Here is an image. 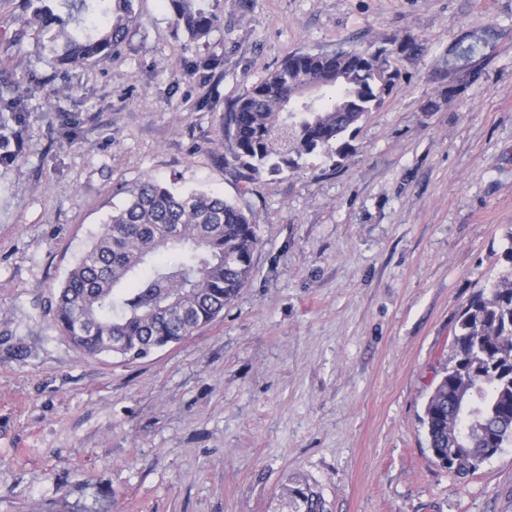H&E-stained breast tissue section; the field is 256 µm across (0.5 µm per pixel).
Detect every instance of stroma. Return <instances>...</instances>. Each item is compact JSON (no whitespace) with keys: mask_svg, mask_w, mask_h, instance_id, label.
Here are the masks:
<instances>
[{"mask_svg":"<svg viewBox=\"0 0 512 512\" xmlns=\"http://www.w3.org/2000/svg\"><path fill=\"white\" fill-rule=\"evenodd\" d=\"M199 5L223 20L206 38L136 0L111 60L64 71L0 0V79L29 108L0 164V512H287L298 483L330 512H512L511 445L460 476L421 423L461 312L508 266L512 0ZM490 25L478 78L449 70ZM342 46L391 50L401 73L343 165L317 152L242 179L231 103L289 55ZM147 178L250 212L254 275L146 359L80 356L55 296Z\"/></svg>","mask_w":512,"mask_h":512,"instance_id":"stroma-1","label":"stroma"}]
</instances>
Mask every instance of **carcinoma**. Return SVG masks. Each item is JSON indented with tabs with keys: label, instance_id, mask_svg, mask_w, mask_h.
<instances>
[{
	"label": "carcinoma",
	"instance_id": "cac0c4a2",
	"mask_svg": "<svg viewBox=\"0 0 512 512\" xmlns=\"http://www.w3.org/2000/svg\"><path fill=\"white\" fill-rule=\"evenodd\" d=\"M177 28L197 41L219 17L196 0H163ZM24 23L49 36L57 64L105 62L135 20L134 0H80L62 15L53 0H25ZM483 32L459 46L460 71L489 47ZM400 73L384 51L372 60L340 47L292 54L243 92L225 117V137L242 175L254 180L293 168L296 158L322 151L341 165L351 152L347 132L379 109ZM329 95L300 107L307 83ZM27 107L0 90V128L20 125ZM257 225L235 203L200 190L148 179L130 190L102 232L69 270L56 299L54 325L83 357L112 354L140 360L177 344L224 312L254 273ZM455 352L429 396L422 424L428 448L466 474L491 448L512 443V267L479 289L459 317ZM293 512H326L308 484L286 488Z\"/></svg>",
	"mask_w": 512,
	"mask_h": 512
}]
</instances>
